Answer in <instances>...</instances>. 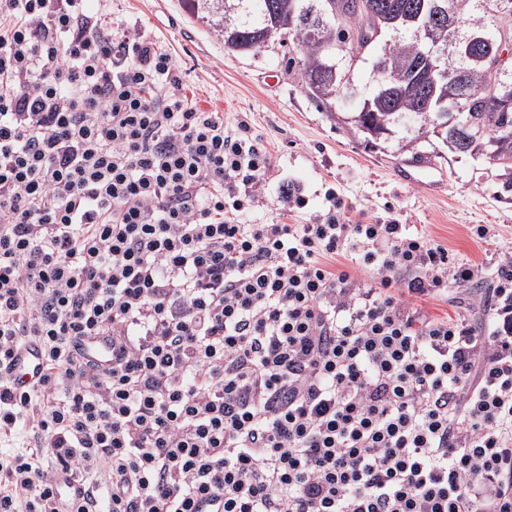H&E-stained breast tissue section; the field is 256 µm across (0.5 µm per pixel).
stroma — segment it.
<instances>
[{
  "instance_id": "obj_1",
  "label": "stroma",
  "mask_w": 512,
  "mask_h": 512,
  "mask_svg": "<svg viewBox=\"0 0 512 512\" xmlns=\"http://www.w3.org/2000/svg\"><path fill=\"white\" fill-rule=\"evenodd\" d=\"M118 23L141 27L172 53L182 68L187 93L202 107L241 117L270 149L266 205L251 220L268 224L282 205L280 188L299 187L307 207L292 221L305 224L328 208L327 190L350 206L351 218L397 220L431 233L463 262L490 268L512 246V183L485 155L447 153L432 163H412L392 151L369 149L361 136L327 116L297 74L288 72L278 43L256 52L225 49L192 17L185 0H110ZM485 225L486 238L473 233ZM484 283L454 288L447 302L430 304L434 314L468 315L476 329L486 316L473 301Z\"/></svg>"
}]
</instances>
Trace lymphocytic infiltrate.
I'll use <instances>...</instances> for the list:
<instances>
[{
	"label": "lymphocytic infiltrate",
	"mask_w": 512,
	"mask_h": 512,
	"mask_svg": "<svg viewBox=\"0 0 512 512\" xmlns=\"http://www.w3.org/2000/svg\"><path fill=\"white\" fill-rule=\"evenodd\" d=\"M89 2L0 0V512H512V251L246 223L271 151ZM479 278L483 330L426 309ZM41 355L34 346L15 354L12 360V373L16 382L26 385L40 375Z\"/></svg>",
	"instance_id": "1"
}]
</instances>
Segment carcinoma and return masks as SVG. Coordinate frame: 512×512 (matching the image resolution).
Returning <instances> with one entry per match:
<instances>
[{
  "label": "carcinoma",
  "mask_w": 512,
  "mask_h": 512,
  "mask_svg": "<svg viewBox=\"0 0 512 512\" xmlns=\"http://www.w3.org/2000/svg\"><path fill=\"white\" fill-rule=\"evenodd\" d=\"M337 0H190V12L206 21L214 35L227 41L224 4L235 7L230 14L243 42L258 51L267 47L262 32L274 30L277 36H293L297 56L287 60V68L298 69L309 96L323 105L338 100L356 102L347 117L350 130L364 137L373 148L379 143L392 144L399 153L412 152V160L422 162L440 157V153L419 150L431 138H457L461 142L470 133L480 134L474 149H483L489 158L503 167L512 178V109L504 112L495 100L502 92L512 94V77L498 78L487 60L492 49L482 47L458 63L463 78L443 80L424 61L430 50L448 43V21L465 33L478 32L496 23L495 12L506 7L512 12V0H436L440 16L427 22L422 39L401 24L388 25L382 20L365 18L336 9ZM384 15L416 14L422 0H377ZM388 31L391 38L367 42L368 32ZM372 60V68L386 65L383 73L372 74V87L360 90L344 71L345 60L357 56ZM337 67L335 87H314L309 78ZM446 99L448 110L456 119L440 112L426 116L417 112L431 93Z\"/></svg>",
  "instance_id": "1"
}]
</instances>
